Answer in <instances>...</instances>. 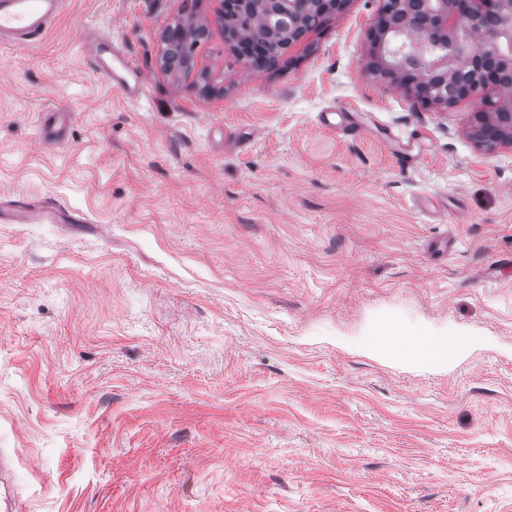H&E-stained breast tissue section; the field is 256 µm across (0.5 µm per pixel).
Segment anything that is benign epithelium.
Segmentation results:
<instances>
[{
    "mask_svg": "<svg viewBox=\"0 0 512 512\" xmlns=\"http://www.w3.org/2000/svg\"><path fill=\"white\" fill-rule=\"evenodd\" d=\"M224 40L244 51L235 23L254 12L265 16L266 34L288 36L284 49L300 42L311 29L303 0H211ZM350 0H315L327 19L342 12ZM411 0H380L377 26L370 41L384 60L380 78L402 87L425 107H448L465 98L476 99L468 120V135L476 145L493 152L512 147V0H417L420 32L408 41L398 37L407 21ZM466 21L467 27L460 26ZM468 70L464 86L448 87V73ZM496 88L504 97L483 95Z\"/></svg>",
    "mask_w": 512,
    "mask_h": 512,
    "instance_id": "obj_1",
    "label": "benign epithelium"
}]
</instances>
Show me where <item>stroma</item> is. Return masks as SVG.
Here are the masks:
<instances>
[{"label":"stroma","mask_w":512,"mask_h":512,"mask_svg":"<svg viewBox=\"0 0 512 512\" xmlns=\"http://www.w3.org/2000/svg\"><path fill=\"white\" fill-rule=\"evenodd\" d=\"M378 6L269 70L210 0H64L0 48V201L86 218L0 223L11 512H512V148L371 70ZM391 327L485 342L432 371L371 351ZM88 46L98 69L112 81V85L122 89L130 100H137L142 92V79L120 53L97 36L89 37Z\"/></svg>","instance_id":"35a3bbf8"}]
</instances>
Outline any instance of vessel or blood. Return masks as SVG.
<instances>
[{
	"label": "vessel or blood",
	"mask_w": 512,
	"mask_h": 512,
	"mask_svg": "<svg viewBox=\"0 0 512 512\" xmlns=\"http://www.w3.org/2000/svg\"><path fill=\"white\" fill-rule=\"evenodd\" d=\"M62 0H0V46L8 47L41 32L57 14ZM89 51L98 69L122 89L129 99H138L142 92V79L117 53L110 43L92 36L88 39ZM65 219L72 224L83 223L77 211L52 204H33L25 199L12 201L0 207V220L25 223Z\"/></svg>",
	"instance_id": "obj_1"
}]
</instances>
